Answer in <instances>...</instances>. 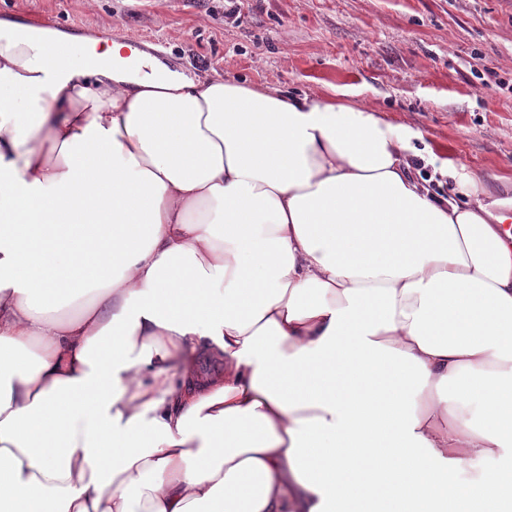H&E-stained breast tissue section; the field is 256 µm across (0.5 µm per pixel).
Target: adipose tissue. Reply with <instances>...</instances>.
I'll use <instances>...</instances> for the list:
<instances>
[{
    "mask_svg": "<svg viewBox=\"0 0 512 512\" xmlns=\"http://www.w3.org/2000/svg\"><path fill=\"white\" fill-rule=\"evenodd\" d=\"M420 136L0 19V512L511 499L507 217Z\"/></svg>",
    "mask_w": 512,
    "mask_h": 512,
    "instance_id": "ef3b65f1",
    "label": "adipose tissue"
}]
</instances>
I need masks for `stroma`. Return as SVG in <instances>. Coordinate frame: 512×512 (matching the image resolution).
Here are the masks:
<instances>
[{
    "label": "stroma",
    "mask_w": 512,
    "mask_h": 512,
    "mask_svg": "<svg viewBox=\"0 0 512 512\" xmlns=\"http://www.w3.org/2000/svg\"><path fill=\"white\" fill-rule=\"evenodd\" d=\"M0 0V16L112 36L170 68L372 104L422 132L457 178L512 199V0ZM496 71L505 88L486 86Z\"/></svg>",
    "instance_id": "35a3bbf8"
}]
</instances>
